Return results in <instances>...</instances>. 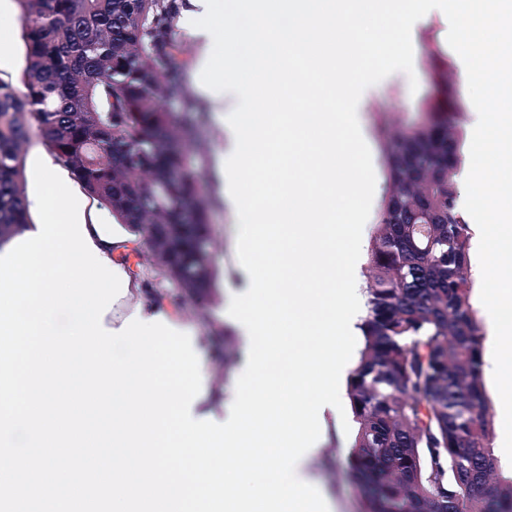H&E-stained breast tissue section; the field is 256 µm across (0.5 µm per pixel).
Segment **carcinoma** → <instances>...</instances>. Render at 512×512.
<instances>
[{
  "mask_svg": "<svg viewBox=\"0 0 512 512\" xmlns=\"http://www.w3.org/2000/svg\"><path fill=\"white\" fill-rule=\"evenodd\" d=\"M16 2L27 64L18 82L0 78V250L31 224L23 145L36 133L207 319L217 270L186 162L201 113L172 38L178 0ZM432 80L424 120L384 142L388 191L349 379L350 470L366 512H512V480L497 477L490 446L470 226L456 208L460 102L450 71Z\"/></svg>",
  "mask_w": 512,
  "mask_h": 512,
  "instance_id": "cac0c4a2",
  "label": "carcinoma"
}]
</instances>
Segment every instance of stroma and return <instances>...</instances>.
Wrapping results in <instances>:
<instances>
[{
	"instance_id": "obj_1",
	"label": "stroma",
	"mask_w": 512,
	"mask_h": 512,
	"mask_svg": "<svg viewBox=\"0 0 512 512\" xmlns=\"http://www.w3.org/2000/svg\"><path fill=\"white\" fill-rule=\"evenodd\" d=\"M0 23L10 26L14 32L8 55L0 59V78L14 80L26 66V46L21 36L20 9L16 0H10L7 13L0 15ZM448 29L445 20L437 16L419 27L412 36L415 56L414 77L410 78L405 73L396 72L380 81L362 114V120L370 130L375 153L377 194L372 201L373 210H380L388 187L381 130L390 125L411 127L421 121L425 108L435 93L429 77L432 54H439L440 58L446 59L452 69L463 111L460 128L465 134L471 131L475 108L469 98L468 86L463 80L464 64L447 43ZM413 78L418 81L417 87L414 88L409 85L410 79ZM193 137L203 146L202 152L192 155L189 162L200 173L201 194L211 202L208 219L214 239L212 257L218 269V286L217 296L208 311L209 317L206 322H199L193 309L189 307L178 311L177 316L193 324L198 336L196 355L200 365L210 370L214 367V360L212 347L207 338L214 333V318L226 305L230 290L242 287L243 274L234 267V246L238 228L223 203L216 200L213 188L210 158L224 142V130L215 113H208L206 125L194 132ZM125 271L132 274V285L137 293L120 299L111 310L112 316L127 315L138 301H161L174 293L173 286L148 257H141L136 263H127ZM343 438L342 432L332 431L328 445L317 458L307 464L306 471L319 481L323 491L332 496L333 512H364L363 501L355 490L348 469V451L341 446Z\"/></svg>"
}]
</instances>
